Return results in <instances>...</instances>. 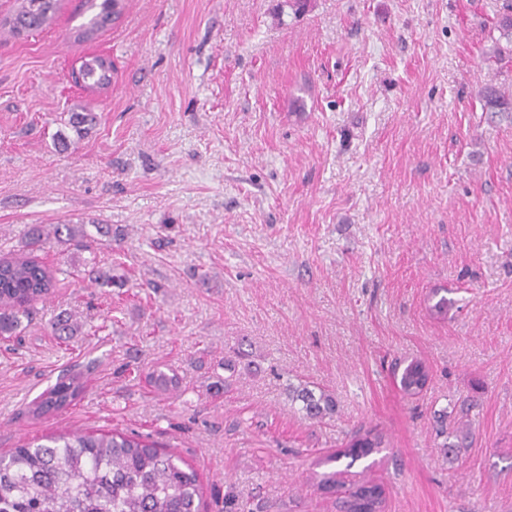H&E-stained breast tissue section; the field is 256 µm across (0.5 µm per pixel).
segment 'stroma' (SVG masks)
I'll return each instance as SVG.
<instances>
[{"mask_svg":"<svg viewBox=\"0 0 512 512\" xmlns=\"http://www.w3.org/2000/svg\"><path fill=\"white\" fill-rule=\"evenodd\" d=\"M501 4L125 0L77 42L84 0H60L45 30L0 29V257L60 271L0 339V455L139 433L197 473L203 512H336L314 463L372 425L385 445L353 469L385 512H512V112L480 96L512 97ZM93 53L116 72L90 96L69 71ZM414 358L430 380L407 398ZM66 374L82 396L33 418ZM429 379L430 370L426 363L420 359H412L400 375L399 389L403 395L413 397L424 390ZM292 399L303 403L302 410L308 418H324L327 415H333L336 412V402L334 398L321 392L319 398H316L314 392L306 386L292 388Z\"/></svg>","mask_w":512,"mask_h":512,"instance_id":"stroma-1","label":"stroma"}]
</instances>
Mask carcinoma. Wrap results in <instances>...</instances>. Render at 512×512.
I'll use <instances>...</instances> for the list:
<instances>
[{"mask_svg":"<svg viewBox=\"0 0 512 512\" xmlns=\"http://www.w3.org/2000/svg\"><path fill=\"white\" fill-rule=\"evenodd\" d=\"M120 0H86L92 12L88 22L75 28L74 39L84 41L112 22ZM59 3L52 0H16V7L0 18V26L20 36L53 23ZM507 46L496 45L492 58L499 63L512 55V0H503L496 25ZM112 61L92 55L82 61L79 75L84 89L98 93L112 83ZM485 105L503 109L505 95L490 85L482 92ZM57 283V271L30 255L0 258V336H13L20 316L47 298ZM430 370L420 359L404 367L399 389L403 395L420 394ZM84 391L78 375L59 378L29 405V413L42 418L72 404ZM292 399L303 403L306 416L324 418L336 412L334 398L315 396L305 386L292 389ZM383 447L377 429L360 426L343 447L316 461L324 466L348 459L344 470L315 474L324 493L342 492L338 512H382L384 488L373 482L344 480L354 463ZM201 487L197 474L184 468L174 452L160 448L150 437L120 432L76 431L49 439L47 444H24L0 457V512H199Z\"/></svg>","mask_w":512,"mask_h":512,"instance_id":"carcinoma-1","label":"carcinoma"}]
</instances>
